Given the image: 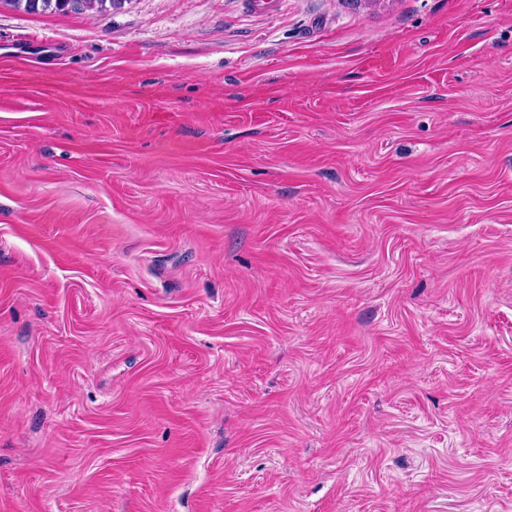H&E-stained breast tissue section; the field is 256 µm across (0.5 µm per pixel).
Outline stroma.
I'll list each match as a JSON object with an SVG mask.
<instances>
[{
    "label": "stroma",
    "instance_id": "stroma-1",
    "mask_svg": "<svg viewBox=\"0 0 512 512\" xmlns=\"http://www.w3.org/2000/svg\"><path fill=\"white\" fill-rule=\"evenodd\" d=\"M0 512H512V0H0ZM18 7L22 6L25 10L36 12L38 10H54L58 12L76 11L95 13L105 9L107 2L114 4L119 0H6Z\"/></svg>",
    "mask_w": 512,
    "mask_h": 512
}]
</instances>
